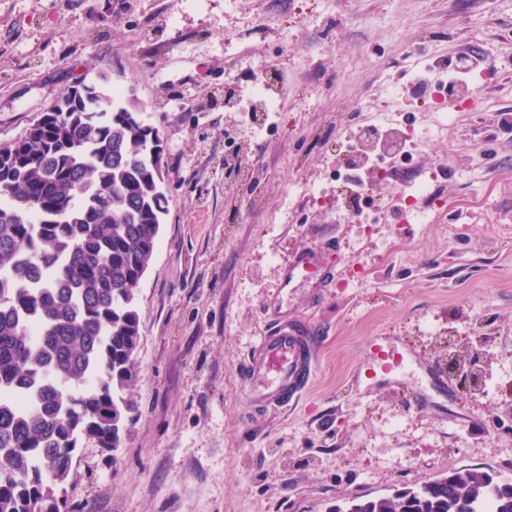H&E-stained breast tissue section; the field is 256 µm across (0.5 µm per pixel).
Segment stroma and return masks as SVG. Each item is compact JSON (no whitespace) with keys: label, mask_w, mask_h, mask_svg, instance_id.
Segmentation results:
<instances>
[{"label":"stroma","mask_w":512,"mask_h":512,"mask_svg":"<svg viewBox=\"0 0 512 512\" xmlns=\"http://www.w3.org/2000/svg\"><path fill=\"white\" fill-rule=\"evenodd\" d=\"M475 57L479 106L406 97L428 62ZM101 72L159 130L168 211L137 288L135 421L80 449L70 512H332L462 466L512 476V0H0V145ZM382 116L432 136L361 204L334 161ZM420 182L441 206L406 213ZM299 254L327 281H286ZM282 321L316 369L266 410L240 372ZM375 336L408 351L401 384L357 379ZM478 336L495 357L469 387L446 359ZM270 81L264 74L257 78L252 94L254 99L252 104L248 106V112H273L277 108L276 101L270 99L267 95Z\"/></svg>","instance_id":"stroma-1"}]
</instances>
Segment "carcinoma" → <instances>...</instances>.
Returning <instances> with one entry per match:
<instances>
[{"mask_svg": "<svg viewBox=\"0 0 512 512\" xmlns=\"http://www.w3.org/2000/svg\"><path fill=\"white\" fill-rule=\"evenodd\" d=\"M0 148V512H67L77 449L134 421L137 286L167 198L159 133L109 94ZM512 512V477L457 468L336 512Z\"/></svg>", "mask_w": 512, "mask_h": 512, "instance_id": "obj_1", "label": "carcinoma"}]
</instances>
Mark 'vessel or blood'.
Segmentation results:
<instances>
[{"label":"vessel or blood","mask_w":512,"mask_h":512,"mask_svg":"<svg viewBox=\"0 0 512 512\" xmlns=\"http://www.w3.org/2000/svg\"><path fill=\"white\" fill-rule=\"evenodd\" d=\"M364 377L369 381L396 379L406 357L393 342L372 339ZM313 372L311 339L303 328H282L260 337L251 360L242 370L255 402L287 405L308 384Z\"/></svg>","instance_id":"vessel-or-blood-1"}]
</instances>
